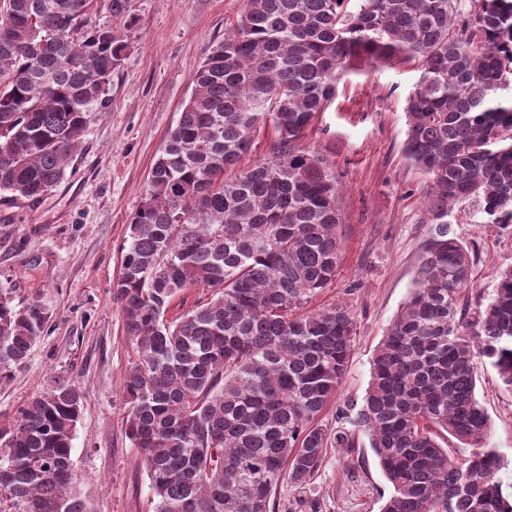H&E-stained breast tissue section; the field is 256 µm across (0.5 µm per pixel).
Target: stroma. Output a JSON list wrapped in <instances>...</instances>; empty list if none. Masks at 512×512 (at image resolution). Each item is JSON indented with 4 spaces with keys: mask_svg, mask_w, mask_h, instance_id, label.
<instances>
[{
    "mask_svg": "<svg viewBox=\"0 0 512 512\" xmlns=\"http://www.w3.org/2000/svg\"><path fill=\"white\" fill-rule=\"evenodd\" d=\"M238 0H125V15L97 18L122 31L130 49L113 71L103 107L91 112L63 179L37 203L0 201V290L16 306L38 303L47 315L23 366L0 384V430L45 387L72 383L84 394L72 441L74 493L89 512H152L139 449L125 430L122 382L133 360L112 301L120 248L145 194L151 167L191 96L192 75L224 37ZM417 61L355 65L303 139L322 152L341 184L343 253L335 283L312 307L346 304L355 335L336 398L317 416L334 429L359 409L375 350L409 294L428 236L429 178L405 152L406 99ZM448 223L468 247L472 281L466 309L490 297L498 272L512 265V232L487 223L476 203L455 206ZM476 397L491 422L490 445L512 484V391L495 370H477ZM391 487L364 431L351 448L328 446L305 488L282 483L278 512H380Z\"/></svg>",
    "mask_w": 512,
    "mask_h": 512,
    "instance_id": "1",
    "label": "stroma"
}]
</instances>
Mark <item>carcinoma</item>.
I'll return each mask as SVG.
<instances>
[{
    "instance_id": "cac0c4a2",
    "label": "carcinoma",
    "mask_w": 512,
    "mask_h": 512,
    "mask_svg": "<svg viewBox=\"0 0 512 512\" xmlns=\"http://www.w3.org/2000/svg\"><path fill=\"white\" fill-rule=\"evenodd\" d=\"M99 0L0 5V194L39 201L64 177L89 113L129 45L94 20ZM417 59L406 151L430 179L429 241L409 295L373 360L357 412L391 486L381 512H512L503 458L476 399L488 362L512 390V266L466 316L472 275L448 211L475 202L512 223V0H242L195 71L192 94L154 162L121 249L112 300L136 356L123 391L126 435L143 453L154 512H275L283 481L302 488L328 442L315 423L336 398L355 319L303 307L336 280L340 186L301 143L363 58ZM270 123L269 155L233 179ZM188 288L211 292L174 320ZM46 324L0 292V382ZM83 405L73 384L35 394L0 431V512H87L71 495ZM471 449L454 460L440 443Z\"/></svg>"
}]
</instances>
